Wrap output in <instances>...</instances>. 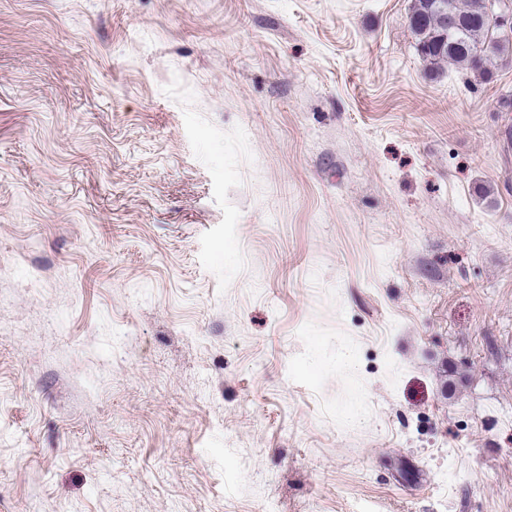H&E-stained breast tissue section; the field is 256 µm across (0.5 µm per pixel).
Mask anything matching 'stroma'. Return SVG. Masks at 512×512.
Segmentation results:
<instances>
[{
	"mask_svg": "<svg viewBox=\"0 0 512 512\" xmlns=\"http://www.w3.org/2000/svg\"><path fill=\"white\" fill-rule=\"evenodd\" d=\"M411 0H0V512H512V53ZM413 0L409 26L417 37V49L432 66L448 62L462 71L483 76L489 65L512 50V2L510 0ZM448 4V26L443 3ZM493 27L502 34L492 30ZM452 23V24H451Z\"/></svg>",
	"mask_w": 512,
	"mask_h": 512,
	"instance_id": "obj_1",
	"label": "stroma"
}]
</instances>
